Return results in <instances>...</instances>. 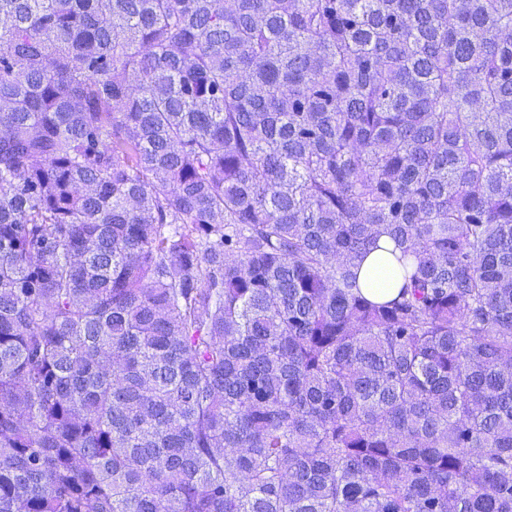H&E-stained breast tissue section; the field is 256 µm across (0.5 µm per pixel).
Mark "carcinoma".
Segmentation results:
<instances>
[{"mask_svg":"<svg viewBox=\"0 0 512 512\" xmlns=\"http://www.w3.org/2000/svg\"><path fill=\"white\" fill-rule=\"evenodd\" d=\"M0 512H512V0H0ZM380 246L382 247L380 250L372 252L365 258L357 274L361 292L375 302H383L395 297L401 283L398 279L392 284L387 280L393 264L396 263L394 256L391 255L393 243L383 238ZM381 275L382 278H380ZM385 280L387 283L383 285Z\"/></svg>","mask_w":512,"mask_h":512,"instance_id":"obj_1","label":"carcinoma"}]
</instances>
